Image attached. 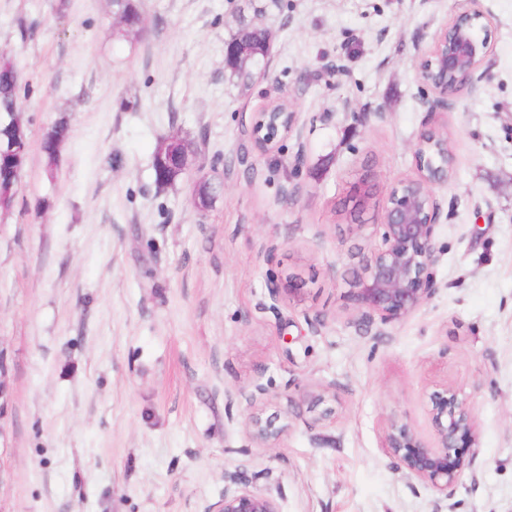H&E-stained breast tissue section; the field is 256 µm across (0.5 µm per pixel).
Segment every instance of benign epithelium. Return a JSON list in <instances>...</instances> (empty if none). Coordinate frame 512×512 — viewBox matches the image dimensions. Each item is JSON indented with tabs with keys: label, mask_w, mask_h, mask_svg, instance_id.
Segmentation results:
<instances>
[{
	"label": "benign epithelium",
	"mask_w": 512,
	"mask_h": 512,
	"mask_svg": "<svg viewBox=\"0 0 512 512\" xmlns=\"http://www.w3.org/2000/svg\"><path fill=\"white\" fill-rule=\"evenodd\" d=\"M483 14L473 8L460 12L433 35L432 45L419 67V78L436 97L428 103L434 110L448 104V94L460 88L455 77L465 72V84L474 80L488 54V43L478 39ZM279 102H270L257 113L252 135L258 147L271 149L280 135L298 131V113L290 104L281 112ZM440 131L423 130L415 151L417 174L400 180L381 201L378 224L381 245L362 263L348 269V297L366 329L375 323L395 325L416 313L436 292L433 267L436 262L434 238L439 208L433 187L448 182L440 175L431 150H440ZM378 195L376 184L366 172L348 186L343 206L354 216L356 227H363L361 215ZM295 279H278L269 288L272 306L283 299L300 297ZM268 390L261 383L239 392L245 405L252 440L259 448H275L288 432V424L263 417V401ZM430 415L435 434L431 441L420 438L403 420L394 419L385 436V448L397 469L421 481L446 497L460 480L465 466V450L475 446L474 418L458 392L448 386L429 395ZM210 512H279L267 493L249 487L236 472L224 475V497Z\"/></svg>",
	"instance_id": "obj_1"
}]
</instances>
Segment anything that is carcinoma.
Segmentation results:
<instances>
[{"mask_svg":"<svg viewBox=\"0 0 512 512\" xmlns=\"http://www.w3.org/2000/svg\"><path fill=\"white\" fill-rule=\"evenodd\" d=\"M114 13L119 15L126 34L139 35V4L137 0H110ZM265 30L243 24L233 40L241 50L242 56L230 66L225 67L228 80L242 90L247 91L253 85L254 72L251 60L264 62L263 47ZM19 85L14 64L3 52L0 53V199L6 202L3 209L11 207L16 187L20 182L27 156L19 157L12 150L17 134L28 136L17 107ZM70 129L68 115L61 113L42 133L41 151L45 157V175L54 178L60 144L67 138ZM167 140H161L154 151L152 168L157 185L168 186L176 182L182 174L180 166L168 158Z\"/></svg>","mask_w":512,"mask_h":512,"instance_id":"1","label":"carcinoma"}]
</instances>
